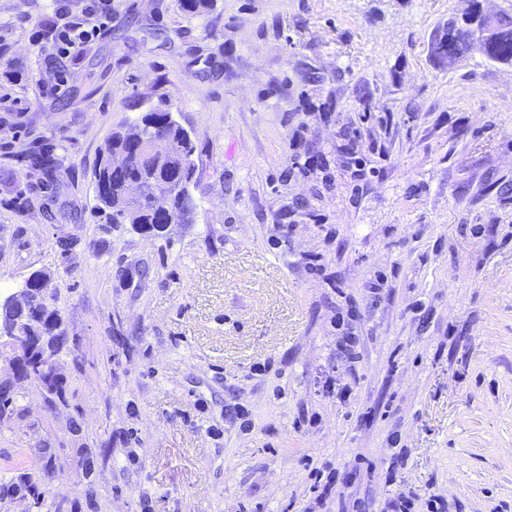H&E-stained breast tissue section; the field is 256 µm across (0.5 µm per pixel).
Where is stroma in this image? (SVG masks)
<instances>
[{"mask_svg":"<svg viewBox=\"0 0 512 512\" xmlns=\"http://www.w3.org/2000/svg\"><path fill=\"white\" fill-rule=\"evenodd\" d=\"M45 6L0 0V289L50 274L72 352L57 398L0 356V512L49 470L35 512L512 507V63L431 57L460 0H112L60 89ZM139 95L197 144L195 221L161 237L92 211ZM38 134L72 166L54 198ZM56 148L50 144L42 143L39 137H34L24 154V162L27 168L36 175L38 183L36 188L49 187L58 183L61 171L68 172L64 168L63 157L55 152Z\"/></svg>","mask_w":512,"mask_h":512,"instance_id":"1","label":"stroma"}]
</instances>
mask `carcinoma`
<instances>
[{"mask_svg":"<svg viewBox=\"0 0 512 512\" xmlns=\"http://www.w3.org/2000/svg\"><path fill=\"white\" fill-rule=\"evenodd\" d=\"M448 35V45L438 38L431 41L434 59L442 61L448 52L462 56L473 51L498 62H512V17H501L494 42L485 46L476 43L473 28L463 17L456 15L440 31ZM133 115L126 117L107 138L93 172L95 213L106 218L108 224H123L127 217L140 225L143 233H156L166 224H192L198 209L190 185L195 179L197 146L189 132L173 119L170 109L162 104L144 106L137 98L131 105ZM155 136L167 138L171 152L164 157L147 151L148 142ZM127 152L137 161L127 167H112V154ZM27 168L36 175L35 187H49L58 183L64 170L63 157L55 147L35 137L24 154ZM142 181V192L133 200L122 197L127 183ZM58 292H53L51 304L43 308L42 333L50 336L61 322L57 309ZM18 395L6 386L0 388V417L18 410Z\"/></svg>","mask_w":512,"mask_h":512,"instance_id":"1","label":"carcinoma"}]
</instances>
